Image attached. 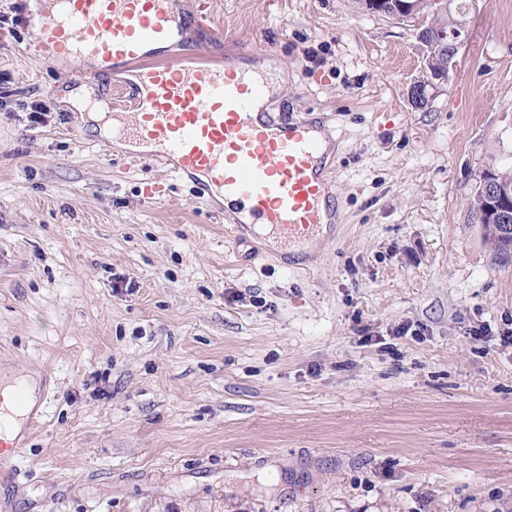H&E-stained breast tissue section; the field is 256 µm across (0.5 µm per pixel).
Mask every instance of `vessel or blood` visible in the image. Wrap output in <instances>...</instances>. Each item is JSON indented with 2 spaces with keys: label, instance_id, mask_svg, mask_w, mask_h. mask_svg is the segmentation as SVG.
I'll return each instance as SVG.
<instances>
[{
  "label": "vessel or blood",
  "instance_id": "1",
  "mask_svg": "<svg viewBox=\"0 0 512 512\" xmlns=\"http://www.w3.org/2000/svg\"><path fill=\"white\" fill-rule=\"evenodd\" d=\"M30 22L38 32L34 56L79 61L82 74L110 79L114 99L124 98V76L139 67L134 109L113 113V134L152 145L153 161L197 179L208 197L235 198L247 212L238 233L263 226L287 251L321 242L335 226L323 121L259 111L276 86L259 66L173 61L188 38L182 0H51ZM39 416L22 387L11 400L0 397V433L21 422L11 439L0 436V471H11Z\"/></svg>",
  "mask_w": 512,
  "mask_h": 512
}]
</instances>
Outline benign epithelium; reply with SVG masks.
I'll use <instances>...</instances> for the list:
<instances>
[{"mask_svg": "<svg viewBox=\"0 0 512 512\" xmlns=\"http://www.w3.org/2000/svg\"><path fill=\"white\" fill-rule=\"evenodd\" d=\"M454 0H393L387 14L398 20H413L423 25L418 40L425 60L427 74L413 82L408 90L412 106L426 108L434 94L445 83L448 75L430 73L433 56L447 55V69H452L455 58L467 42V27L455 21L448 25V17L456 11ZM477 195L486 202L488 223L482 225L506 256H512V183L498 177L492 169L483 171L476 188Z\"/></svg>", "mask_w": 512, "mask_h": 512, "instance_id": "benign-epithelium-1", "label": "benign epithelium"}]
</instances>
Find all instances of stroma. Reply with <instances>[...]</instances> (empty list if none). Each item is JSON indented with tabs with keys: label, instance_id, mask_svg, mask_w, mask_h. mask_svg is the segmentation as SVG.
Wrapping results in <instances>:
<instances>
[{
	"label": "stroma",
	"instance_id": "stroma-1",
	"mask_svg": "<svg viewBox=\"0 0 512 512\" xmlns=\"http://www.w3.org/2000/svg\"><path fill=\"white\" fill-rule=\"evenodd\" d=\"M38 7L0 0V373L46 395L0 512H512V257L471 207L512 169V0L424 110L412 23L188 0L184 62L258 54L331 134L339 222L291 263L102 134Z\"/></svg>",
	"mask_w": 512,
	"mask_h": 512
}]
</instances>
